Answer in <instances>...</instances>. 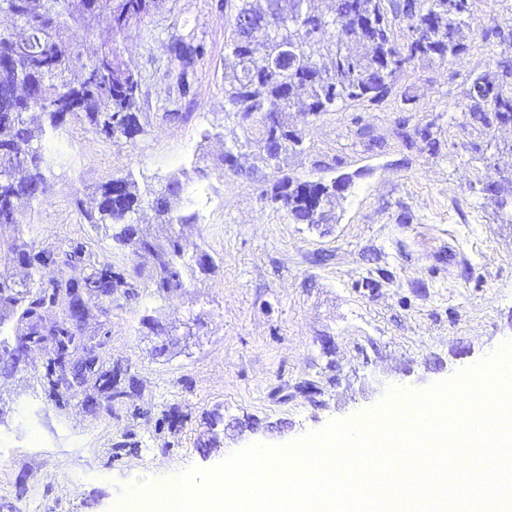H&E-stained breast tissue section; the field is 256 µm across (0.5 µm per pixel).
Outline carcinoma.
Listing matches in <instances>:
<instances>
[{"label":"carcinoma","instance_id":"obj_1","mask_svg":"<svg viewBox=\"0 0 512 512\" xmlns=\"http://www.w3.org/2000/svg\"><path fill=\"white\" fill-rule=\"evenodd\" d=\"M164 0H0V13L14 19L0 32V229L12 231L5 262L22 270L21 278L0 274V328L15 324L17 342L36 345L60 361L82 335L84 322L72 324L66 316L46 327L42 313L62 311L89 302L112 307L119 294L130 295L124 273L112 263L92 258L82 243L54 249H36L30 225L18 219L21 201L41 202L55 160L41 150L38 139L56 136L68 122L87 125L107 140L133 139L144 132L141 123L142 78L122 56L131 29L139 27ZM312 0H243L249 13L264 21V30L252 40L231 31L227 50L237 67L224 72V111L234 113L243 132L236 141L239 153L223 161L238 166V158L258 165H280L288 153L302 150V135L288 129L286 113L317 118L347 102L379 104L400 74L419 60H447L463 48L474 0H333L330 15L311 9ZM100 18L109 21L111 40L102 43L81 64L56 68L54 58L82 55L80 39ZM402 27L403 37L394 35ZM31 33L27 56L15 54L14 37ZM180 38L168 47L169 96L188 92L187 73L178 68ZM501 78H474L469 90L471 120L490 129L512 124V56L496 61ZM182 175H174L159 189H140L132 173L113 177L96 188L98 202L86 209L76 204L85 221L138 257L152 258L146 287L166 296L192 287L197 273L215 268L213 258L190 251L181 228L195 223L179 204ZM352 183L341 175L316 180L285 176L264 192L297 224H328L332 207ZM496 208L512 224V176L486 185ZM155 213V228L167 232L168 245L155 243L148 226L134 223L141 204ZM84 267L80 279L70 271ZM70 367L84 384L95 373L109 391L108 401L126 392L112 386L102 371L95 349L84 348Z\"/></svg>","mask_w":512,"mask_h":512}]
</instances>
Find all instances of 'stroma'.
Listing matches in <instances>:
<instances>
[{"label": "stroma", "mask_w": 512, "mask_h": 512, "mask_svg": "<svg viewBox=\"0 0 512 512\" xmlns=\"http://www.w3.org/2000/svg\"><path fill=\"white\" fill-rule=\"evenodd\" d=\"M216 3L166 0L130 33L143 134L108 141L68 124L45 143L62 164L43 203L21 215L38 247L81 242L124 270L127 251L84 224L75 199L129 172L157 186L185 170L180 208L197 220L183 235L216 267L188 291L160 298L140 286L109 315L90 310L81 342L99 347L122 402L107 405L94 377L55 387L39 349L0 377V448L13 451L0 465V512H113L136 471L177 477L251 445L289 444L374 410L389 387L426 390L512 341V224L483 191L512 170V124L487 129L466 111L471 79L497 72L482 33L512 31V0H474L465 50L413 64L383 104L289 113L302 152L253 174L218 168L240 128L224 110L230 30ZM188 34L202 54L189 95L172 102L166 46ZM425 125L430 139L405 143ZM282 172L353 182L331 223L296 224L260 197ZM146 317L193 333L157 355ZM24 425L33 442L15 437Z\"/></svg>", "instance_id": "1"}]
</instances>
